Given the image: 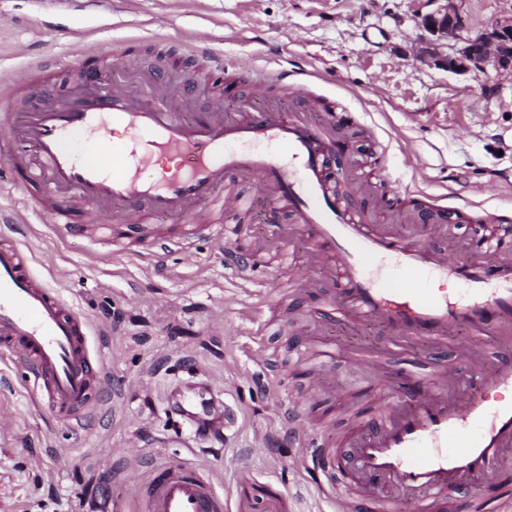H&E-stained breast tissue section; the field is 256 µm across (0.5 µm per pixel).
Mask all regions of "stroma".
Returning a JSON list of instances; mask_svg holds the SVG:
<instances>
[{
    "label": "stroma",
    "mask_w": 512,
    "mask_h": 512,
    "mask_svg": "<svg viewBox=\"0 0 512 512\" xmlns=\"http://www.w3.org/2000/svg\"><path fill=\"white\" fill-rule=\"evenodd\" d=\"M434 8L433 0H0V71L21 93L34 87L57 99L70 75L65 62L93 39L105 63L121 61L114 84L157 72L172 83L207 82L211 94L179 102L191 114L209 111L215 94L231 112H292L287 82L271 81L256 100L252 73H316L314 116L354 120L349 182L389 167L364 195L367 211L391 220L393 201L458 196L464 219L443 244L462 254L477 224L512 227V74L489 63L457 75L422 58L420 19ZM461 9L473 37L511 12L512 0H463ZM159 16L166 27H155ZM204 37L223 56V72L199 58ZM40 61L59 66L57 77L33 82ZM412 151L425 156L424 170L407 166ZM224 187L252 200L241 235L214 228L197 238L193 259L170 251L155 266L68 237L52 202L0 190V237L15 239L32 274L88 318L107 367L88 413L66 423L0 349V512H145L141 488L166 463L196 466L226 512H336L288 436L289 394H316L301 413L305 427L337 445L377 418L388 382L406 373L424 380L464 358V335L392 350L374 324L308 307L287 295L285 265H271L256 284L236 278L225 252H299L303 243L288 223L282 236L270 235V202L254 182ZM305 336L336 349L325 380L294 350L293 339ZM195 376L239 414L230 430L204 440L162 411L167 390Z\"/></svg>",
    "instance_id": "obj_1"
}]
</instances>
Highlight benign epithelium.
<instances>
[{
    "instance_id": "benign-epithelium-1",
    "label": "benign epithelium",
    "mask_w": 512,
    "mask_h": 512,
    "mask_svg": "<svg viewBox=\"0 0 512 512\" xmlns=\"http://www.w3.org/2000/svg\"><path fill=\"white\" fill-rule=\"evenodd\" d=\"M421 28L427 33L421 53L453 72L464 73L487 62L512 72V15L497 19L475 38H464V17L457 0H441L439 8L424 15ZM453 41V53L438 57V48Z\"/></svg>"
}]
</instances>
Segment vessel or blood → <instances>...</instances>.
Listing matches in <instances>:
<instances>
[{
	"label": "vessel or blood",
	"mask_w": 512,
	"mask_h": 512,
	"mask_svg": "<svg viewBox=\"0 0 512 512\" xmlns=\"http://www.w3.org/2000/svg\"><path fill=\"white\" fill-rule=\"evenodd\" d=\"M299 111L227 112L223 97L212 110L191 117L176 108L184 88L145 86L131 94L112 84L111 71L80 76L75 87L48 106L12 109L7 79L0 75V156L8 160V184L27 191L52 186L67 236L96 241L88 217L123 252L128 240L152 250L178 248L193 256L197 237L219 214L246 212L242 196L217 197L224 182L256 180L273 211L288 215L312 242L310 261L324 279L345 288L335 307L349 318L382 326L391 343L428 340L439 345L466 333L465 363L437 368L428 381L404 376L393 383L407 406L384 405L378 422L348 435L353 453L306 437L298 410L307 397L289 401L288 423L302 448L301 461L319 490L350 488L336 512H383L396 495L413 499L416 512H452L448 492L468 479L485 481L512 468V362L484 368V340L512 348V251L500 238L480 235L467 246L466 262L453 260L433 241H413L375 224L332 168L345 153L342 122H317L305 75L290 83ZM125 139L111 143L114 131ZM78 132L112 146L111 162L81 156L69 145ZM30 149L14 153L16 143ZM172 165L164 177L148 175L155 159ZM177 231L156 225L158 216ZM493 262H486L487 254ZM264 253L225 264L255 282ZM458 281L465 294L449 299L439 280ZM33 379L34 389L59 419L73 422L91 407L105 361L89 337L86 317L43 286L28 257L12 240L0 239V347ZM213 398L168 405L196 426L210 414ZM146 512H224V499L209 478L188 465L159 468L145 490Z\"/></svg>",
	"instance_id": "vessel-or-blood-1"
}]
</instances>
